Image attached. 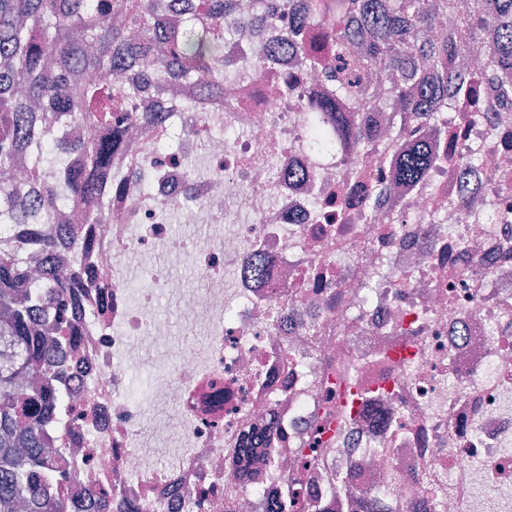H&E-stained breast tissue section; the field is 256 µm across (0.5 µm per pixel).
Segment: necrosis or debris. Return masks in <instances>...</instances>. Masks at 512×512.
<instances>
[{
    "label": "necrosis or debris",
    "instance_id": "obj_1",
    "mask_svg": "<svg viewBox=\"0 0 512 512\" xmlns=\"http://www.w3.org/2000/svg\"><path fill=\"white\" fill-rule=\"evenodd\" d=\"M285 29L262 10L225 40L238 64L223 111L148 128L157 99L137 97L107 223L74 204L51 224L0 225V249L56 238L51 262L78 283L62 299L69 336L48 332L37 361L53 398L41 497L65 512H275L302 462L293 448L315 441L303 492L317 512H512V224L499 218L512 210V106L444 117L459 149L481 154L468 196L444 165L415 188L384 175L371 194L409 121L393 114L364 156L335 149L327 124L316 149L301 105L318 76L262 50ZM177 125L187 143L155 150ZM161 293L204 340L139 391L149 342L170 334L152 314ZM347 373L372 395L328 421ZM170 404L178 423L149 418Z\"/></svg>",
    "mask_w": 512,
    "mask_h": 512
}]
</instances>
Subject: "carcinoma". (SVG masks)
<instances>
[{"instance_id": "obj_1", "label": "carcinoma", "mask_w": 512, "mask_h": 512, "mask_svg": "<svg viewBox=\"0 0 512 512\" xmlns=\"http://www.w3.org/2000/svg\"><path fill=\"white\" fill-rule=\"evenodd\" d=\"M178 7L184 16L172 24L167 14ZM111 9L110 0H0V224H40L76 199L87 203V223H103L112 193V150L121 141L112 113L123 100L142 91L162 99L170 80L208 71L210 111L224 110V39L231 26L249 18L232 16L237 0H126L122 26L110 23ZM445 16L455 17V24L436 38L433 28ZM279 19L288 22L283 51L326 77L321 95L303 106L318 135L326 120L336 141L372 146L371 130L355 116L380 111L364 78L371 68L390 79L396 110L413 122L457 107L466 118L481 120L496 105L512 104V0H475L471 10L460 0H283ZM481 50V69L458 68L460 59ZM52 123L106 134L50 144L40 131ZM70 149L80 163L42 178L52 156ZM20 153L29 156L38 183L36 200L26 207L17 204V184L3 176ZM445 159L414 129L384 164L398 183L413 187ZM55 247L54 239L39 237L0 251V512H16L20 498L36 495L22 486L23 467L41 448L38 421L48 402L42 389H18L28 364L15 356L22 351L38 359L42 339L20 298L17 268ZM43 276L49 292L42 323L65 334L51 297H60L69 284L50 269ZM358 400L366 397L348 376L338 413L350 415Z\"/></svg>"}]
</instances>
